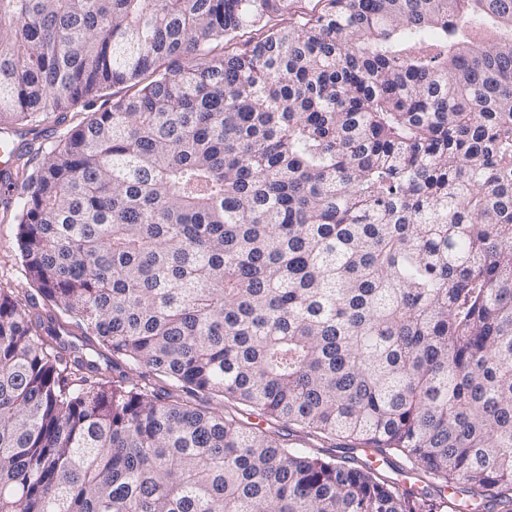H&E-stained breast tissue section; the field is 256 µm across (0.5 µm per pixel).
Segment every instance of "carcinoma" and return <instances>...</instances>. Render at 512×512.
<instances>
[{"instance_id":"1","label":"carcinoma","mask_w":512,"mask_h":512,"mask_svg":"<svg viewBox=\"0 0 512 512\" xmlns=\"http://www.w3.org/2000/svg\"><path fill=\"white\" fill-rule=\"evenodd\" d=\"M295 2L0 0V512H512V0ZM10 135L4 138L3 144L0 139V189L5 200L17 193L19 185L15 174V155L25 140L19 133L11 132ZM18 193L9 205L0 204V288L23 301L29 296L42 303L37 288L26 277L21 262L19 226L12 217Z\"/></svg>"}]
</instances>
